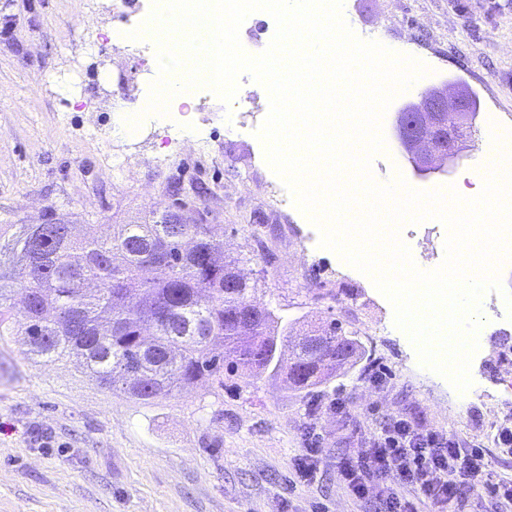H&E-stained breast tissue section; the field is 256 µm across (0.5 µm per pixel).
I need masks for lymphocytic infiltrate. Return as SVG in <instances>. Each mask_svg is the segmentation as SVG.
<instances>
[{"label": "lymphocytic infiltrate", "instance_id": "obj_1", "mask_svg": "<svg viewBox=\"0 0 512 512\" xmlns=\"http://www.w3.org/2000/svg\"><path fill=\"white\" fill-rule=\"evenodd\" d=\"M345 487L358 499L375 494L379 512H415L408 496L416 491L448 512L467 494L512 505V481L494 477L483 449L463 448L441 433L395 417L340 467Z\"/></svg>", "mask_w": 512, "mask_h": 512}]
</instances>
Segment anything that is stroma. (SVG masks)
Wrapping results in <instances>:
<instances>
[{
    "label": "stroma",
    "mask_w": 512,
    "mask_h": 512,
    "mask_svg": "<svg viewBox=\"0 0 512 512\" xmlns=\"http://www.w3.org/2000/svg\"><path fill=\"white\" fill-rule=\"evenodd\" d=\"M151 6L0 0V225L54 217L104 236L182 199L197 223L223 225L251 301L299 333L338 320L366 353L313 403L262 374L246 388L228 380L216 392L203 382L144 404L74 362L28 357L16 333L2 337L0 512H376L374 499L347 492L339 462L395 416L484 449L492 472L512 479V452L495 440L512 427V320L490 310L494 292L481 299L471 385L458 392L420 364L371 278L320 247L318 228L263 162L267 91L250 73L238 78L241 111L204 91L191 132L159 123L134 137L122 130L116 99L141 111L158 74L151 53L100 30L137 26ZM342 14L358 37L426 66L408 96L461 79L482 104L449 177L415 178L388 133L371 162L375 180L399 174L414 188L444 189L480 170L483 144L497 126L512 128V0H343ZM447 234L427 219L400 239L427 271L443 262ZM375 372L383 384L371 382ZM312 436L317 478L292 485V461Z\"/></svg>",
    "instance_id": "stroma-1"
}]
</instances>
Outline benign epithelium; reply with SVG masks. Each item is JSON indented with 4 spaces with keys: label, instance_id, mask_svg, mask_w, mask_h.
Instances as JSON below:
<instances>
[{
    "label": "benign epithelium",
    "instance_id": "1",
    "mask_svg": "<svg viewBox=\"0 0 512 512\" xmlns=\"http://www.w3.org/2000/svg\"><path fill=\"white\" fill-rule=\"evenodd\" d=\"M478 96L466 85L448 98V81L428 89L393 112L392 134L406 154L415 177L431 180L450 175L461 158L464 128L479 117Z\"/></svg>",
    "mask_w": 512,
    "mask_h": 512
}]
</instances>
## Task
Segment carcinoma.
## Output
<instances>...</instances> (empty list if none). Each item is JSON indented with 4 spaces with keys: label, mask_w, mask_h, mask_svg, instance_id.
<instances>
[{
    "label": "carcinoma",
    "mask_w": 512,
    "mask_h": 512,
    "mask_svg": "<svg viewBox=\"0 0 512 512\" xmlns=\"http://www.w3.org/2000/svg\"><path fill=\"white\" fill-rule=\"evenodd\" d=\"M76 229L60 219L0 225V335H13L20 304L29 355L73 358L106 389L148 404L199 381L222 389L244 367L313 398L362 354L339 322L321 330L331 342L312 351L301 336L288 341V321L274 311L253 314L251 285L213 224L164 211L114 224L105 239ZM338 344L351 347V360L336 361Z\"/></svg>",
    "instance_id": "carcinoma-1"
}]
</instances>
